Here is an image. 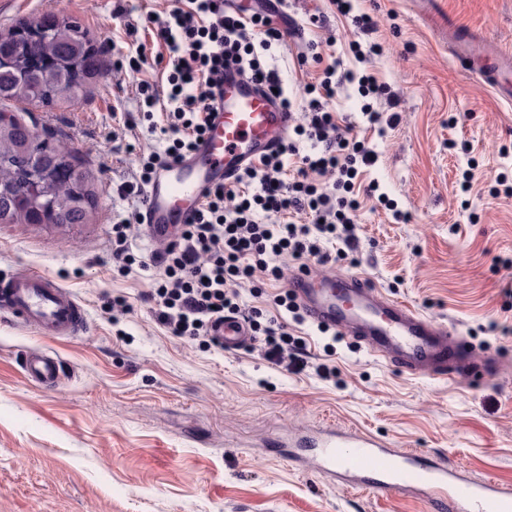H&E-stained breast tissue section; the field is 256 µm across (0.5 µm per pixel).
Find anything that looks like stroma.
<instances>
[{
	"label": "stroma",
	"instance_id": "stroma-1",
	"mask_svg": "<svg viewBox=\"0 0 512 512\" xmlns=\"http://www.w3.org/2000/svg\"><path fill=\"white\" fill-rule=\"evenodd\" d=\"M172 0H0V31L54 16L79 27L103 66L76 101L6 112L51 130L86 172L89 223L0 224V280L41 272L84 306L85 330L45 338L0 315V512H435L431 494L343 484L313 462L293 461L290 438L335 424L442 458L472 482L512 487V196L495 195L512 174V104L458 69L448 19L476 27L512 50V0H357L379 20L370 41L382 50L369 68L400 98V121L368 129L351 86L333 109L378 154L368 177L404 215L365 201L357 247L320 265L281 258L285 280L243 290L246 306L272 310L301 267L322 277L356 274L389 298L455 329L494 374L448 384L400 372L350 336L289 324L305 341L301 371L271 365L257 344L235 351L175 336L158 325L149 294L156 268L119 271L112 227L142 209L130 190L136 158L163 149L141 121L138 78L161 81L148 61L141 76H116L132 40L150 41L145 18ZM287 14L325 60L343 59L357 34L329 0H290ZM326 28L310 26L313 14ZM297 45L271 48L289 93L303 99L316 68L299 67ZM474 175L461 193L462 170ZM127 309H112L113 298ZM41 351L65 377L45 388L22 362Z\"/></svg>",
	"mask_w": 512,
	"mask_h": 512
}]
</instances>
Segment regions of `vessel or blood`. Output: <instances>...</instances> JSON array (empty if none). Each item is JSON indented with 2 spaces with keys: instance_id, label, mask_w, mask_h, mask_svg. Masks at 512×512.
<instances>
[{
  "instance_id": "vessel-or-blood-1",
  "label": "vessel or blood",
  "mask_w": 512,
  "mask_h": 512,
  "mask_svg": "<svg viewBox=\"0 0 512 512\" xmlns=\"http://www.w3.org/2000/svg\"><path fill=\"white\" fill-rule=\"evenodd\" d=\"M453 60L479 78L495 96L512 104V52L491 48L478 30L448 24ZM210 123L203 139L184 160L162 164L144 192L143 220L150 238H168L173 226L187 223L208 190L234 184L241 172L263 156L279 151L292 120L239 71L225 73L210 102ZM305 313L314 322L360 332L370 350L412 375L456 378L473 371L466 342L421 317L410 306L387 298L360 276L324 279L301 273L289 281ZM0 312L42 336L83 332L85 313L74 295L35 270L14 273L0 286ZM213 336L233 350L248 331L236 317L225 318ZM23 369L51 386L62 376L60 361L26 355ZM318 469L348 484L370 483L381 490H433L448 512H512V489L487 480L474 483L410 450H400L345 429L295 439Z\"/></svg>"
}]
</instances>
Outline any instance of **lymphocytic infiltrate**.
Wrapping results in <instances>:
<instances>
[{
    "instance_id": "obj_1",
    "label": "lymphocytic infiltrate",
    "mask_w": 512,
    "mask_h": 512,
    "mask_svg": "<svg viewBox=\"0 0 512 512\" xmlns=\"http://www.w3.org/2000/svg\"><path fill=\"white\" fill-rule=\"evenodd\" d=\"M155 41L168 54L164 85L138 81L136 91L145 114L161 109L166 147L140 163L138 180L148 184L160 162H177L208 128V101L227 66L236 65L264 90L275 91L281 106L294 116V140L244 170L230 186L207 195L179 242L161 245L153 261L162 271L155 290L157 323L176 336H209L225 316L244 314L252 338L270 363L287 369L304 366L301 346L289 342L285 323L261 309H243L240 290L258 279L281 280L278 260L289 255L329 262L327 244L341 242L354 250L358 191L377 153L340 124L329 103L341 85H355L364 103L365 121L393 127L400 115L398 96L379 84L370 70L325 66L308 97L294 104L276 69L261 52L287 39L302 38L301 28L284 31L271 17L247 18L225 11L223 0H174L164 19H153ZM309 151H301V144Z\"/></svg>"
}]
</instances>
